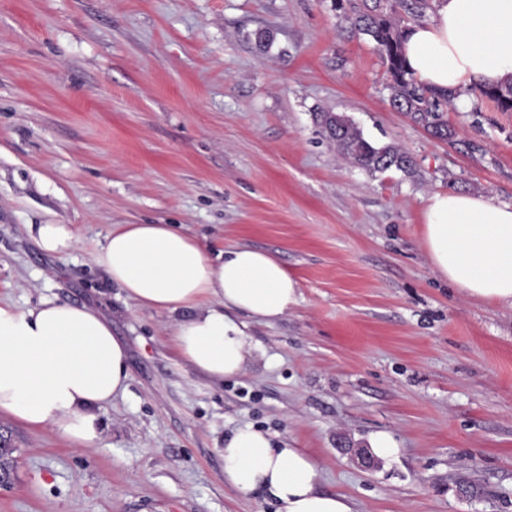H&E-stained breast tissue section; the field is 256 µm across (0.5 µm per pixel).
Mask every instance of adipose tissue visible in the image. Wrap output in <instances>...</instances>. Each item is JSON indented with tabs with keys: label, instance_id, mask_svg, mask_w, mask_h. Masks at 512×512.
Returning <instances> with one entry per match:
<instances>
[{
	"label": "adipose tissue",
	"instance_id": "1",
	"mask_svg": "<svg viewBox=\"0 0 512 512\" xmlns=\"http://www.w3.org/2000/svg\"><path fill=\"white\" fill-rule=\"evenodd\" d=\"M403 51L413 77L432 89L510 81L512 0H434L431 19L409 26ZM424 218L434 273L471 298L512 306V204L436 192ZM95 263L137 306L178 314L182 356L214 380L244 369L247 320L274 322L300 296L270 252L230 246L212 255L173 224L116 225ZM128 379L126 348L96 310L49 299L28 309L0 302V413L96 448L101 412ZM220 453L225 481L242 495L262 494L275 512H354L345 495L321 490L312 457L268 432L236 429Z\"/></svg>",
	"mask_w": 512,
	"mask_h": 512
}]
</instances>
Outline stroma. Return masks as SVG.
<instances>
[{
    "instance_id": "35a3bbf8",
    "label": "stroma",
    "mask_w": 512,
    "mask_h": 512,
    "mask_svg": "<svg viewBox=\"0 0 512 512\" xmlns=\"http://www.w3.org/2000/svg\"><path fill=\"white\" fill-rule=\"evenodd\" d=\"M346 28L334 0H0V301L98 310L130 372L99 448L0 414V512H274L224 481L219 450L245 425L310 454L355 512H512V307L437 277L422 246L432 193L512 203V112L473 93L448 109L455 138H432ZM320 112L416 174L343 161ZM30 224L71 225L74 250L42 251ZM117 224L269 251L299 302L248 321L245 370L211 380L176 315L96 266ZM377 432L400 452L367 469L351 451Z\"/></svg>"
}]
</instances>
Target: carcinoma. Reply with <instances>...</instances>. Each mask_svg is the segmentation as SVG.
<instances>
[{"mask_svg": "<svg viewBox=\"0 0 512 512\" xmlns=\"http://www.w3.org/2000/svg\"><path fill=\"white\" fill-rule=\"evenodd\" d=\"M336 9L350 22L351 32L370 37L376 44L390 77L388 89L394 111L404 114L413 124L440 141H449L454 130L448 124V101L456 93H437L418 84L407 72L402 56L406 27L404 17L422 18L431 8L429 0H394L380 8V0H336ZM481 94L495 102L503 112L512 111V81L487 88ZM321 132L336 144L341 156L350 163L369 170L396 169L406 174L416 172L415 159L395 145L376 147L359 129L329 113L319 114Z\"/></svg>", "mask_w": 512, "mask_h": 512, "instance_id": "carcinoma-1", "label": "carcinoma"}]
</instances>
